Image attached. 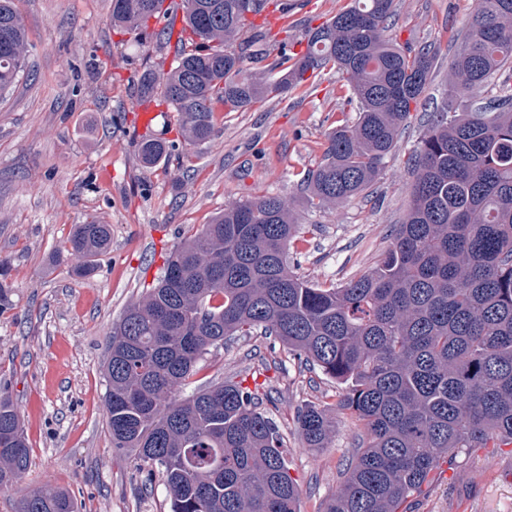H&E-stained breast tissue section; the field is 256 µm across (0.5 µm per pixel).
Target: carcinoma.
Here are the masks:
<instances>
[{"mask_svg":"<svg viewBox=\"0 0 512 512\" xmlns=\"http://www.w3.org/2000/svg\"><path fill=\"white\" fill-rule=\"evenodd\" d=\"M244 2L172 0L185 22L175 64L160 85L150 68L134 79L139 102L178 112V164L214 136L218 107L243 112L282 91L316 89L334 71L357 118L328 133L300 186L319 209L367 191L417 110L439 47L386 37L395 0H350L306 25L301 41L285 0ZM161 3L112 0V26L139 31ZM270 10L285 20L276 31ZM26 51L13 0H0L1 92L18 81ZM171 150L154 137L137 144L147 167ZM409 162L404 221L377 266L346 286L312 284L290 269L294 210L262 195L189 236L113 325L104 369L112 447L157 469L170 512H301L282 434L258 394L225 382L177 397L211 347L257 331L342 384L341 405L363 425L325 512H397L440 461L490 441L512 444V0H476L448 66V104L431 115ZM110 240L107 224L74 225L67 253L76 273H93ZM296 422L308 447H326V409L306 404ZM27 466L19 415L1 394L0 487ZM18 512L76 510L67 493L45 489Z\"/></svg>","mask_w":512,"mask_h":512,"instance_id":"1","label":"carcinoma"}]
</instances>
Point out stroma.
Wrapping results in <instances>:
<instances>
[{"mask_svg":"<svg viewBox=\"0 0 512 512\" xmlns=\"http://www.w3.org/2000/svg\"><path fill=\"white\" fill-rule=\"evenodd\" d=\"M28 39L18 83L0 95V259L11 304L0 313V394L24 424L29 466L0 488V512L41 487L69 493L77 512H169L158 473L114 448L106 425L103 365L113 324L155 285L165 256L225 204L259 195L291 201L299 233L288 263L304 280L346 285L389 248L410 205L407 159L446 101L453 43L476 0H395L387 32L398 43H433L442 53L416 111L371 192L330 210L312 208L302 173L323 158L326 134L354 120L339 102L336 73L318 90L298 88L246 112L221 113L214 138L191 167L144 166L136 144L175 140L178 116L155 112L148 130L129 80L153 64L141 37L111 24L112 0H15ZM110 225L95 271L77 275L62 250L73 225ZM225 381L257 386L261 411L280 426L301 512H323L363 436L340 404L342 390L271 336H240L211 348L183 395ZM325 408L327 447H307L299 406ZM399 512H512V445L467 448L441 461Z\"/></svg>","mask_w":512,"mask_h":512,"instance_id":"35a3bbf8","label":"stroma"}]
</instances>
